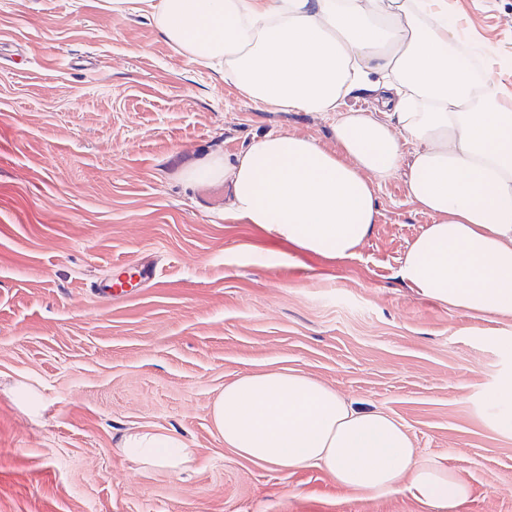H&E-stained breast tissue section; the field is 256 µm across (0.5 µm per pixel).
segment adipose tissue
Returning a JSON list of instances; mask_svg holds the SVG:
<instances>
[{"mask_svg":"<svg viewBox=\"0 0 512 512\" xmlns=\"http://www.w3.org/2000/svg\"><path fill=\"white\" fill-rule=\"evenodd\" d=\"M437 0H154L166 41L191 62L220 65L249 100L330 117L329 151L313 139L268 134L235 159L182 173L230 189L227 209L303 250L348 257L378 217L374 187L405 173L408 199L431 224L408 247L401 274L454 308L512 312V90L476 79L468 42ZM373 93L378 111H347ZM226 447L282 470L324 465L370 494L409 490L432 505L467 497L464 478L416 456L404 427L361 412L336 390L287 369L247 374L211 406ZM142 469L178 475L194 449L164 429L124 436Z\"/></svg>","mask_w":512,"mask_h":512,"instance_id":"adipose-tissue-1","label":"adipose tissue"}]
</instances>
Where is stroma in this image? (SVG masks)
Here are the masks:
<instances>
[{"label": "stroma", "mask_w": 512, "mask_h": 512, "mask_svg": "<svg viewBox=\"0 0 512 512\" xmlns=\"http://www.w3.org/2000/svg\"><path fill=\"white\" fill-rule=\"evenodd\" d=\"M445 3L512 61V0ZM267 134L336 147L325 115L253 103L175 51L145 2L0 0V512H512V435L484 404L512 380V312L459 310L402 279L431 222L403 176L376 186L377 222L344 258L225 212L224 185L182 180ZM152 257V282L95 292L115 265ZM278 368L388 413L468 497L432 507L239 457L211 404ZM19 382L37 390V416ZM150 428L194 448L196 470L145 471L120 453Z\"/></svg>", "instance_id": "obj_1"}]
</instances>
